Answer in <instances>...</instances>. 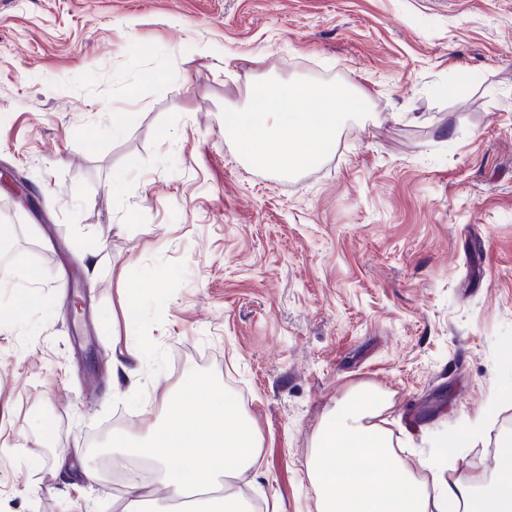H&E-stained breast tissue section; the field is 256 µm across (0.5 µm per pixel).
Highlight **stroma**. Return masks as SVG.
Returning a JSON list of instances; mask_svg holds the SVG:
<instances>
[{"label": "stroma", "instance_id": "35a3bbf8", "mask_svg": "<svg viewBox=\"0 0 512 512\" xmlns=\"http://www.w3.org/2000/svg\"><path fill=\"white\" fill-rule=\"evenodd\" d=\"M284 82L359 111L290 177L225 131ZM0 166L33 193L0 277V512H120L96 449L192 373L261 438L245 505L316 512V435L360 385L416 455L495 403L456 454L498 466L512 0H0Z\"/></svg>", "mask_w": 512, "mask_h": 512}]
</instances>
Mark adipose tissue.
<instances>
[{
    "label": "adipose tissue",
    "instance_id": "1",
    "mask_svg": "<svg viewBox=\"0 0 512 512\" xmlns=\"http://www.w3.org/2000/svg\"><path fill=\"white\" fill-rule=\"evenodd\" d=\"M343 87L281 84L229 128L249 143V160L273 171L301 169L332 143L339 121L355 111ZM384 396L360 391L336 408L308 464L318 512H512V436L503 437L502 466L491 476L464 473L429 455L410 462L394 445ZM235 404L207 376H194L177 407L140 446L127 434L113 447L149 462L169 499L196 496L198 512H234L233 481L259 459L255 434Z\"/></svg>",
    "mask_w": 512,
    "mask_h": 512
}]
</instances>
